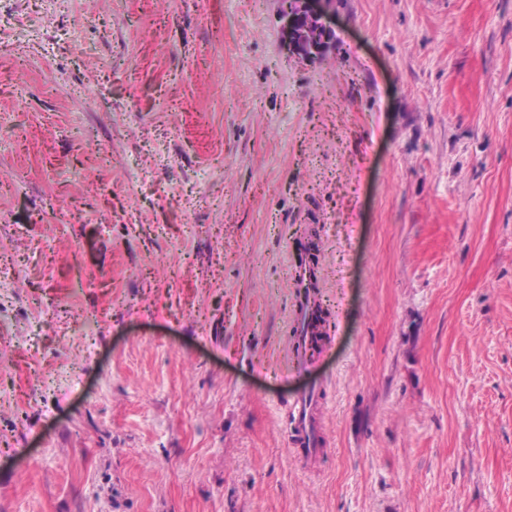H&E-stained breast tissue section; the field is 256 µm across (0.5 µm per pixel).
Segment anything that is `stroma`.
<instances>
[{"label":"stroma","mask_w":512,"mask_h":512,"mask_svg":"<svg viewBox=\"0 0 512 512\" xmlns=\"http://www.w3.org/2000/svg\"><path fill=\"white\" fill-rule=\"evenodd\" d=\"M328 21L0 0V512H512V0ZM314 0H279L284 38L290 49L304 59L322 56L335 38L327 16ZM299 316L302 332L308 338V342L309 345L311 346V349L314 350V348L312 347L314 342H311V336H315L318 333L319 325L317 324L316 321V310L313 302V291L309 287H307L306 290L304 291L302 310L300 311ZM312 400L310 401V397ZM314 393L308 392L302 394L296 401V423L300 431V436L303 437L302 444L305 446V453L310 454L314 447L317 446V434L315 432L314 424L312 421V401Z\"/></svg>","instance_id":"1"}]
</instances>
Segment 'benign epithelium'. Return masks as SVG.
I'll list each match as a JSON object with an SVG mask.
<instances>
[{
    "mask_svg": "<svg viewBox=\"0 0 512 512\" xmlns=\"http://www.w3.org/2000/svg\"><path fill=\"white\" fill-rule=\"evenodd\" d=\"M279 12L284 38L296 55L313 59L330 47L335 32L313 0H279Z\"/></svg>",
    "mask_w": 512,
    "mask_h": 512,
    "instance_id": "benign-epithelium-1",
    "label": "benign epithelium"
}]
</instances>
